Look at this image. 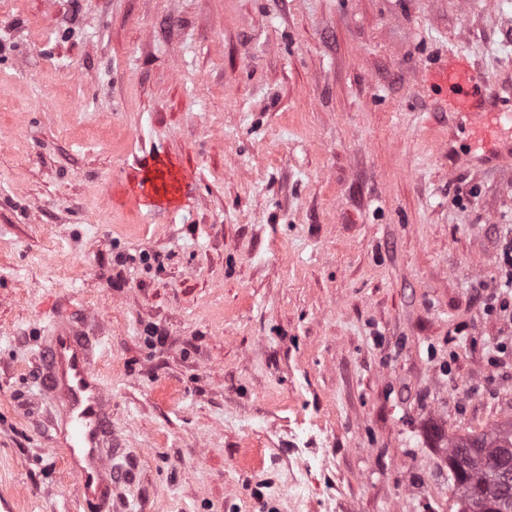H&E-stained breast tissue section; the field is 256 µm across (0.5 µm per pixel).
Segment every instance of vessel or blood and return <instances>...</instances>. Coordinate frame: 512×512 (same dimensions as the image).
I'll return each mask as SVG.
<instances>
[{
  "label": "vessel or blood",
  "mask_w": 512,
  "mask_h": 512,
  "mask_svg": "<svg viewBox=\"0 0 512 512\" xmlns=\"http://www.w3.org/2000/svg\"><path fill=\"white\" fill-rule=\"evenodd\" d=\"M426 78L445 93L449 110L458 115L477 113L485 103L477 94L481 76L464 60L435 58ZM93 349L83 332L68 323H58L42 352V381L63 403L77 503L94 506L97 512H110L116 481L111 465L115 450L106 438L112 431V419L106 411V388L95 367Z\"/></svg>",
  "instance_id": "obj_1"
}]
</instances>
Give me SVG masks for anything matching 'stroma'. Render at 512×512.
Returning <instances> with one entry per match:
<instances>
[{
    "instance_id": "35a3bbf8",
    "label": "stroma",
    "mask_w": 512,
    "mask_h": 512,
    "mask_svg": "<svg viewBox=\"0 0 512 512\" xmlns=\"http://www.w3.org/2000/svg\"><path fill=\"white\" fill-rule=\"evenodd\" d=\"M445 51L512 113V0H0L15 512L72 485L58 320L102 340L112 512H285L301 429L309 512H459L445 448L512 421V159L421 81ZM499 266L501 271L500 288H510V295H512V239L511 236L505 237L501 244L499 253Z\"/></svg>"
}]
</instances>
